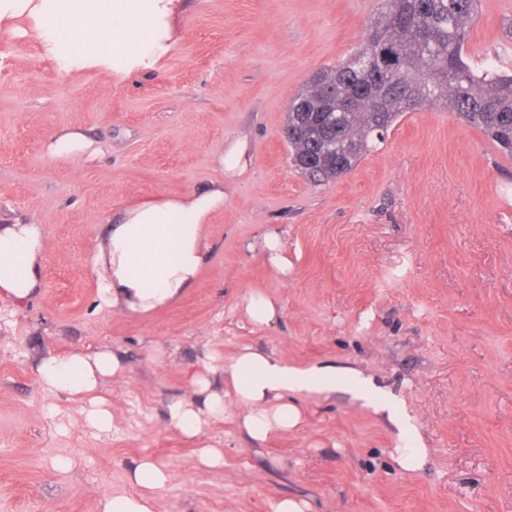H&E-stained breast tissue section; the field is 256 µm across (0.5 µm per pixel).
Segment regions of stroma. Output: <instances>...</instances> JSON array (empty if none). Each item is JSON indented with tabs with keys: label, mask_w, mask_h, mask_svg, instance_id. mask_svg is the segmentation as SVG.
Returning <instances> with one entry per match:
<instances>
[{
	"label": "stroma",
	"mask_w": 512,
	"mask_h": 512,
	"mask_svg": "<svg viewBox=\"0 0 512 512\" xmlns=\"http://www.w3.org/2000/svg\"><path fill=\"white\" fill-rule=\"evenodd\" d=\"M380 0H174L154 31L162 51L125 73L59 67L34 12L0 26V225L44 231L39 286L0 302V512H97L141 458L171 473L157 512H512V157L450 109L403 113L347 176L311 184L283 134L288 105L320 69L363 42ZM465 52L512 54V0H481ZM80 134L75 156L49 150ZM246 146L244 169L220 156ZM224 184L192 288L149 315L99 306L92 256L129 206ZM288 271L265 263L269 230ZM259 291L277 318L250 323ZM118 350L122 379L100 395L101 435L79 402L43 391L36 355ZM251 346L301 369L358 371L348 387L299 392L303 420L255 443L226 396L205 435L224 465H195L197 442L164 407L207 368ZM410 418L422 463L404 469ZM76 457L55 470L58 455Z\"/></svg>",
	"instance_id": "35a3bbf8"
}]
</instances>
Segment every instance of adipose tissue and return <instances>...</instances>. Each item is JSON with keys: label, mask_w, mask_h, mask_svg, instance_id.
<instances>
[{"label": "adipose tissue", "mask_w": 512, "mask_h": 512, "mask_svg": "<svg viewBox=\"0 0 512 512\" xmlns=\"http://www.w3.org/2000/svg\"><path fill=\"white\" fill-rule=\"evenodd\" d=\"M165 0H39L42 36L60 44L69 57L100 60L122 69L129 56L153 55L148 34ZM224 206V185L182 199H167L126 208L120 222L111 224L93 258L102 270L100 305L144 315L184 294L193 286L210 252L206 226ZM44 245L38 224L0 226V295L21 301L35 292L38 260ZM41 386L68 398L83 400L85 423L101 434L112 431V412L94 396L126 366L112 348L103 346L84 355L52 352L37 359ZM357 372L337 378L325 367L298 370L274 356L246 347L225 367L221 385L209 376L196 382L194 397H175L165 406L168 422L183 436L199 441L197 464L216 468L224 451L202 442L206 428L224 419V393L232 391L241 407L239 425L253 441H265L274 431H286L301 420L289 394L335 389L340 382H359ZM171 479L168 468L146 457L123 476L124 489L101 498L97 512H156L159 495Z\"/></svg>", "instance_id": "1"}]
</instances>
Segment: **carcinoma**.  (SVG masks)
I'll return each instance as SVG.
<instances>
[{
	"mask_svg": "<svg viewBox=\"0 0 512 512\" xmlns=\"http://www.w3.org/2000/svg\"><path fill=\"white\" fill-rule=\"evenodd\" d=\"M364 42L288 106L291 161L322 185L354 168L405 112L447 107L512 157V73L465 61L479 0H382Z\"/></svg>",
	"mask_w": 512,
	"mask_h": 512,
	"instance_id": "1",
	"label": "carcinoma"
}]
</instances>
